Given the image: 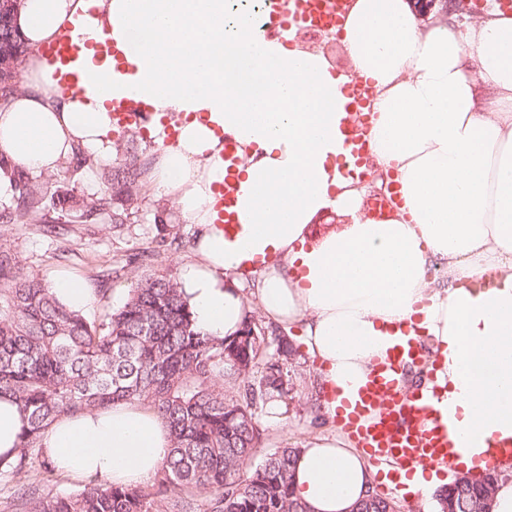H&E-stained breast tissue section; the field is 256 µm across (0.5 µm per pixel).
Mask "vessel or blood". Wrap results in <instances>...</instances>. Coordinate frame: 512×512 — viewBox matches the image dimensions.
<instances>
[{
	"label": "vessel or blood",
	"mask_w": 512,
	"mask_h": 512,
	"mask_svg": "<svg viewBox=\"0 0 512 512\" xmlns=\"http://www.w3.org/2000/svg\"><path fill=\"white\" fill-rule=\"evenodd\" d=\"M350 0H269L265 13V33L298 27L326 29L339 27ZM47 54L54 66L57 86L62 91L81 90L88 83V63L122 68L126 53L116 42L107 39L76 38L65 34L49 46ZM371 86L357 82L350 90L354 122L346 137L354 169L366 166L368 133L372 113L366 107ZM108 107L113 123L121 128H139L151 113L150 105L125 93L112 98ZM240 157L233 139L224 141V184L215 203L218 221L225 238L241 230L237 212ZM428 361L420 341L413 338L394 344L386 359L376 363L352 398L340 401L335 389H327V401L337 402L336 422L348 432L356 446L379 465L396 464L404 472L418 465L450 463L452 457L466 449L451 426L450 415L433 406L434 389L418 383L408 385L409 368Z\"/></svg>",
	"instance_id": "vessel-or-blood-1"
}]
</instances>
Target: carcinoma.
I'll use <instances>...</instances> for the list:
<instances>
[{
	"label": "carcinoma",
	"instance_id": "carcinoma-1",
	"mask_svg": "<svg viewBox=\"0 0 512 512\" xmlns=\"http://www.w3.org/2000/svg\"><path fill=\"white\" fill-rule=\"evenodd\" d=\"M25 54L5 11L0 103L15 91ZM144 171L130 136L117 146L99 192L49 198L44 183L0 155V178L14 190L0 206V224H39L50 232L49 206L84 224H125L138 208L132 186ZM275 341L268 354L261 336L203 335L171 271L140 277L122 307L91 321L0 249V398L15 399L26 419L18 453L0 456V476L36 468L52 474L54 466L35 452L45 429L65 413L138 401L166 422L171 436L152 492L90 482L58 495L41 478L16 490L17 512H160L159 502L173 496L181 512H308L290 490L300 449L277 448L254 464L261 442L257 410L293 390V348L285 336ZM489 477L458 493L456 512H482L480 492Z\"/></svg>",
	"mask_w": 512,
	"mask_h": 512
}]
</instances>
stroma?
<instances>
[{"label": "stroma", "mask_w": 512, "mask_h": 512, "mask_svg": "<svg viewBox=\"0 0 512 512\" xmlns=\"http://www.w3.org/2000/svg\"><path fill=\"white\" fill-rule=\"evenodd\" d=\"M133 191L139 210L131 223L81 224L50 210L48 220L64 224L67 235L49 239L34 224H0V247L13 251L24 270L40 280L65 272L78 276L93 289L94 295L86 311L89 319H101L125 302L138 276L178 270L193 262L195 228L180 220L166 202L157 200L145 181H137ZM165 222H158V215ZM147 251L151 257L136 269H127L132 255ZM109 275V289L99 293L100 275ZM288 341L294 350L292 365L297 371L296 387L291 399L279 402L277 414L262 413L260 454H268L283 446L302 447L315 436L336 432V421L324 412V387L320 381L317 360L302 342L301 325L291 326Z\"/></svg>", "instance_id": "obj_1"}]
</instances>
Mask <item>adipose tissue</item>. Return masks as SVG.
<instances>
[{"label":"adipose tissue","instance_id":"1","mask_svg":"<svg viewBox=\"0 0 512 512\" xmlns=\"http://www.w3.org/2000/svg\"><path fill=\"white\" fill-rule=\"evenodd\" d=\"M226 11L227 0H23L16 23L31 52L0 105V155L36 175L78 148L107 166L108 96L154 104L145 178L198 229L196 260L179 276L198 328L233 337L255 307L302 323L322 382L345 393L402 331L433 338L427 384L471 442L456 470H472L487 441L512 442V17L464 26L412 0H352L344 73L295 32L263 37L253 14L229 25ZM65 31L128 46L125 69L91 70L96 92L58 94L41 51ZM359 78L377 115L369 172L404 198L383 221L362 213L366 189L340 164L346 89ZM228 135L241 159L235 241L214 211ZM330 214L341 226L313 232ZM42 446L61 472L136 486L160 470L170 435L124 402L62 415ZM375 474L337 433L302 448L291 490L310 512H352Z\"/></svg>","mask_w":512,"mask_h":512}]
</instances>
